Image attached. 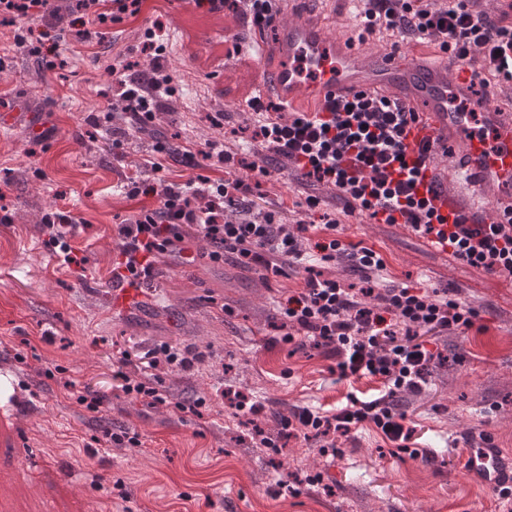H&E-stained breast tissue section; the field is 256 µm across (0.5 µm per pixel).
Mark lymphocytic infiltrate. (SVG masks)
<instances>
[{
	"instance_id": "1",
	"label": "lymphocytic infiltrate",
	"mask_w": 512,
	"mask_h": 512,
	"mask_svg": "<svg viewBox=\"0 0 512 512\" xmlns=\"http://www.w3.org/2000/svg\"><path fill=\"white\" fill-rule=\"evenodd\" d=\"M56 0H0V19L14 24L15 45L42 55L54 33L73 29L79 39L90 36L78 22L117 24L138 16L143 0H73L71 20L58 17ZM215 12L230 9L250 25H270L282 7L278 0H194ZM352 36L422 39L474 66L476 78L489 75L512 85V25L490 19L477 0H357ZM39 26H31V19ZM160 25L145 29L141 46L148 54L144 71L121 79L126 110L137 125L152 123L162 99L172 93V77L164 62V44L156 40ZM252 147L248 157L236 156L223 141H208L200 153L179 145H159L165 156L197 171L183 182L160 179L136 184L129 197L155 196L158 205L140 210L121 225L123 260L112 272L119 280H136L152 273L161 254L185 256L195 237L209 241L212 262L234 257L256 270L265 281L305 268L299 291L276 301L284 343L325 349L336 358L340 377H371L382 389L370 400L349 397L336 413L308 408L283 418L282 437L320 439L335 447L337 436L364 423L374 424L400 451H408L414 429L399 409L402 394L421 391L435 359L428 337L468 331L478 314L447 293H427L388 283L380 253L335 234L336 219H327L326 237L314 247L302 243L305 221L288 223L278 206L255 202L245 179L211 178L210 170L229 165L270 176L268 153L287 158L306 180L335 187L347 212L384 216L386 223L404 221L416 234L437 237L449 253L466 264L512 276V221L488 225L455 223L436 232L434 210L415 199V187L425 176L423 158L409 157L405 131L414 112L377 94L339 98L322 112L271 111L259 98L246 102ZM346 257L362 273L365 286L355 289L316 272V264Z\"/></svg>"
}]
</instances>
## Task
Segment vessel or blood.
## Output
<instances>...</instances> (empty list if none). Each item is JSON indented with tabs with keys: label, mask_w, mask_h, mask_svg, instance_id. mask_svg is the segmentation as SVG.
<instances>
[{
	"label": "vessel or blood",
	"mask_w": 512,
	"mask_h": 512,
	"mask_svg": "<svg viewBox=\"0 0 512 512\" xmlns=\"http://www.w3.org/2000/svg\"><path fill=\"white\" fill-rule=\"evenodd\" d=\"M267 79L263 97L284 111L302 105L322 109L327 101L364 90L412 109L405 143L410 156L427 149L425 187L444 216L481 224L487 217L469 198L448 191L436 158L449 154L464 173L473 194L494 191L496 213L512 211V112L485 103L486 90L467 67L449 68L447 59L424 61L418 54L381 51L328 34L306 14L275 18L269 33L257 40ZM463 473L512 496V460L500 449L481 444L469 449Z\"/></svg>",
	"instance_id": "1"
}]
</instances>
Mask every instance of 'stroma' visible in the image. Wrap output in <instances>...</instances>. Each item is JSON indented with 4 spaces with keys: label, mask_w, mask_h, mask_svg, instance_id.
Segmentation results:
<instances>
[{
    "label": "stroma",
    "mask_w": 512,
    "mask_h": 512,
    "mask_svg": "<svg viewBox=\"0 0 512 512\" xmlns=\"http://www.w3.org/2000/svg\"><path fill=\"white\" fill-rule=\"evenodd\" d=\"M299 8L344 38L355 24L350 0H301ZM156 22L174 93L153 130L122 122L116 154L89 119L123 110L112 68L145 62L140 36ZM104 33L85 43L64 36L48 64L0 25V95L9 102L0 111V405L14 406L0 422V512H503L491 487L462 476L461 462L486 436L512 455L511 276L469 266L407 225L345 214L334 188L306 182L287 160L253 184L254 196L290 211L319 197L308 238H317L327 213L339 222L337 236L385 258L388 280L454 289L478 311L474 328L437 337L442 357L428 384L402 398L418 439L412 455L369 423L332 449L301 438L276 451L259 447L254 426L274 438L280 416L331 409L377 386L340 378L319 350L270 344L272 298L299 287L304 271L269 284L233 262L212 263L210 244L199 239L190 257H156L141 297L114 307L119 227L154 204L127 198L120 185L191 176L172 162L153 171L157 138L193 150L215 138L236 146L244 101L265 70L249 49L251 26L193 0H145L138 17ZM89 141L97 144L90 152ZM51 212L74 219V264L46 245L42 219ZM163 342L193 343L206 354L190 370L162 372L168 404L113 390L123 358L137 360ZM87 387L104 395L99 411L73 400ZM228 389L263 399L256 423L231 406ZM197 399L201 417L183 419L173 408ZM122 427L140 434L141 447H110L109 432ZM290 473L320 481L295 495L277 485Z\"/></svg>",
    "instance_id": "stroma-1"
}]
</instances>
